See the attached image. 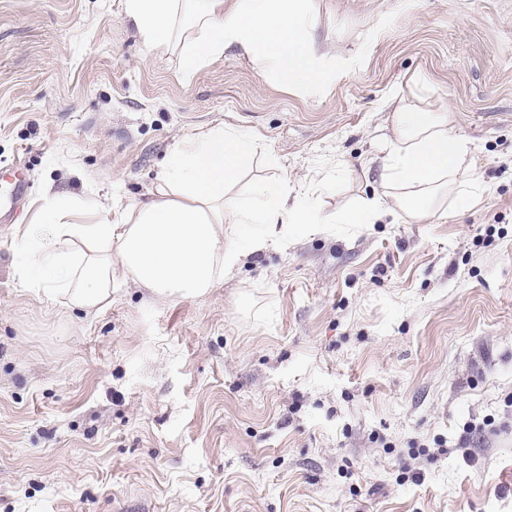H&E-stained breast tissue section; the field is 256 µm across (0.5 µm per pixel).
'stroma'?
I'll return each instance as SVG.
<instances>
[{
    "instance_id": "35a3bbf8",
    "label": "stroma",
    "mask_w": 512,
    "mask_h": 512,
    "mask_svg": "<svg viewBox=\"0 0 512 512\" xmlns=\"http://www.w3.org/2000/svg\"><path fill=\"white\" fill-rule=\"evenodd\" d=\"M317 92L238 51L186 76L124 0H0V512H512V0H312ZM426 81L486 185L417 221L324 224L201 299L116 275L96 316L21 287L45 196L148 201L183 138L254 139L240 190L379 193L384 100Z\"/></svg>"
}]
</instances>
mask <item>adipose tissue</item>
Instances as JSON below:
<instances>
[{
	"label": "adipose tissue",
	"mask_w": 512,
	"mask_h": 512,
	"mask_svg": "<svg viewBox=\"0 0 512 512\" xmlns=\"http://www.w3.org/2000/svg\"><path fill=\"white\" fill-rule=\"evenodd\" d=\"M125 11L148 48L169 46L182 32V66L190 77L231 47L283 82L313 92L336 72L328 51L314 45L309 0H234L229 10L224 0H125ZM388 106L393 137L382 159L383 191L351 210L323 214L284 180L237 193L251 164L252 139L212 128L174 145L151 202L79 223L81 203L48 198L40 223L17 234L18 276L25 287L91 315L111 304L119 272L162 300L201 298L245 253L288 247L297 229L372 224L399 211L422 219L442 191L464 205L481 197L484 185L472 174L476 147L449 108L420 110L401 94Z\"/></svg>",
	"instance_id": "adipose-tissue-1"
}]
</instances>
